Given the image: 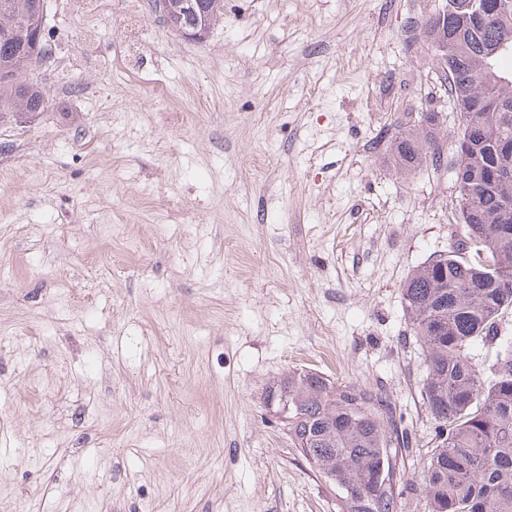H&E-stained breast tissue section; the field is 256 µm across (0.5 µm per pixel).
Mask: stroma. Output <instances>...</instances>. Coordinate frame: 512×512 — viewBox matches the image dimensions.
<instances>
[{"instance_id":"35a3bbf8","label":"stroma","mask_w":512,"mask_h":512,"mask_svg":"<svg viewBox=\"0 0 512 512\" xmlns=\"http://www.w3.org/2000/svg\"><path fill=\"white\" fill-rule=\"evenodd\" d=\"M442 5L224 0L197 43L150 0H48L49 106L0 121V512H336L266 407L309 370L387 396L428 512L401 285L459 210L389 145L433 110L458 136Z\"/></svg>"}]
</instances>
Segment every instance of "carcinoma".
<instances>
[{
	"instance_id": "obj_1",
	"label": "carcinoma",
	"mask_w": 512,
	"mask_h": 512,
	"mask_svg": "<svg viewBox=\"0 0 512 512\" xmlns=\"http://www.w3.org/2000/svg\"><path fill=\"white\" fill-rule=\"evenodd\" d=\"M0 9V118L43 112L41 87L29 77L27 21L36 0H7ZM165 16L186 18L185 0H164ZM487 22L471 36L466 18H448V36L459 46L448 99H464L460 133L450 168L455 188L467 192L461 233L446 256L411 271L402 298L422 347L427 375L423 396L437 424L438 444L419 484L430 512H512V336L499 317L512 308V70L483 52L487 42L512 46V0H478ZM210 25L224 14V0H199ZM436 117L406 124L390 141L394 167L412 176L430 164L444 165ZM479 346L496 349L486 364ZM295 411L288 435L301 456L337 490V512H398L397 486L404 483L400 430L385 397L316 374L284 378Z\"/></svg>"
}]
</instances>
